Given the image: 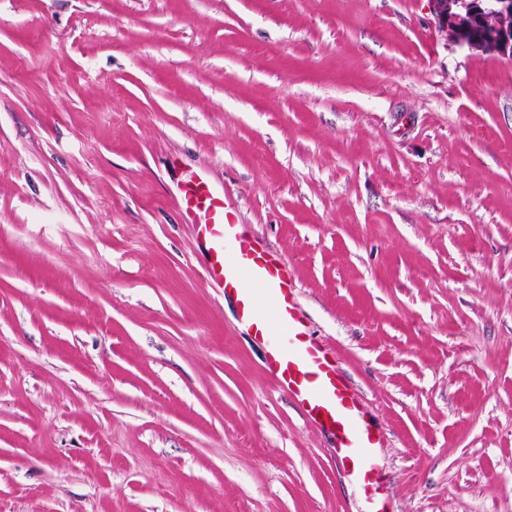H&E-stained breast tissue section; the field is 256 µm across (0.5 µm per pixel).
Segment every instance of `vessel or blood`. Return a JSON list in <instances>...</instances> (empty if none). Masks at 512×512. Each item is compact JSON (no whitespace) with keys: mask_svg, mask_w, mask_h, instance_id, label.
Masks as SVG:
<instances>
[{"mask_svg":"<svg viewBox=\"0 0 512 512\" xmlns=\"http://www.w3.org/2000/svg\"><path fill=\"white\" fill-rule=\"evenodd\" d=\"M181 207L197 226L207 275L235 296L241 319L266 341V366L279 387L295 399L308 421L335 436L337 462L356 482L371 512H387L380 503L375 455L380 437L351 383L308 335L285 265L244 233L236 206L206 176L190 178Z\"/></svg>","mask_w":512,"mask_h":512,"instance_id":"b4317fda","label":"vessel or blood"}]
</instances>
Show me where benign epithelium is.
Masks as SVG:
<instances>
[{
  "label": "benign epithelium",
  "instance_id": "benign-epithelium-1",
  "mask_svg": "<svg viewBox=\"0 0 512 512\" xmlns=\"http://www.w3.org/2000/svg\"><path fill=\"white\" fill-rule=\"evenodd\" d=\"M439 31L460 47L512 59V0H430Z\"/></svg>",
  "mask_w": 512,
  "mask_h": 512
}]
</instances>
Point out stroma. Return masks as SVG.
<instances>
[{
    "mask_svg": "<svg viewBox=\"0 0 512 512\" xmlns=\"http://www.w3.org/2000/svg\"><path fill=\"white\" fill-rule=\"evenodd\" d=\"M199 172L391 512H512V61L429 0H0V512H366L205 274Z\"/></svg>",
    "mask_w": 512,
    "mask_h": 512,
    "instance_id": "35a3bbf8",
    "label": "stroma"
}]
</instances>
